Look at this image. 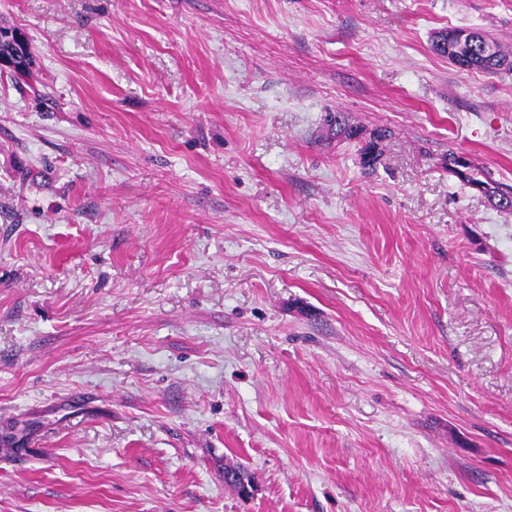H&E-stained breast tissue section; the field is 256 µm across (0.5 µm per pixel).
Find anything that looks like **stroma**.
Masks as SVG:
<instances>
[{
	"instance_id": "obj_1",
	"label": "stroma",
	"mask_w": 512,
	"mask_h": 512,
	"mask_svg": "<svg viewBox=\"0 0 512 512\" xmlns=\"http://www.w3.org/2000/svg\"><path fill=\"white\" fill-rule=\"evenodd\" d=\"M0 28L34 57L0 72V512H512V212L445 163L512 185V73L430 50L512 54V0ZM466 31H470L478 36H484L482 33L471 29L449 28L448 30L446 29L438 33L431 43L430 50L438 56L448 58L451 63L462 70H475L487 74L509 73L512 71L511 62L506 64L508 58L501 53L495 44L496 52L492 57L484 56L480 44L475 43L470 45V56L465 58V56L462 55L459 57L457 63H455L454 59L448 55L447 46H452V44L457 41L459 34Z\"/></svg>"
}]
</instances>
